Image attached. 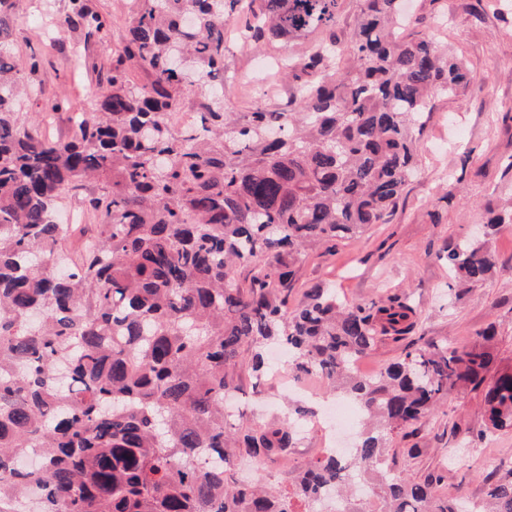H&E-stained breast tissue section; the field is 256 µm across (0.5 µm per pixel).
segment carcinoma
<instances>
[{"label":"carcinoma","mask_w":512,"mask_h":512,"mask_svg":"<svg viewBox=\"0 0 512 512\" xmlns=\"http://www.w3.org/2000/svg\"><path fill=\"white\" fill-rule=\"evenodd\" d=\"M343 2L135 0L108 88L70 138L51 140L19 122L15 0H0V512L29 491L37 512H298L329 492L349 497L358 478L381 512H463L440 495L444 474L396 475L390 443L418 433L448 390L484 384L491 336L466 346L420 336L363 376L356 362L417 325L408 299L353 306L311 288L288 307L310 252L395 213L432 99L482 89L432 40L400 37L403 0H361L343 65ZM77 20L110 35L83 0L59 24ZM229 21L245 45L313 37L290 66L288 108H214ZM196 83L209 92L190 96ZM90 180L97 232L67 261L57 205ZM501 224H512V201L487 228ZM445 262L468 284L497 264L469 240ZM269 343L288 350L294 379L316 378L363 412L351 454L316 457L291 493L239 481L237 462L287 460L315 412L299 405L287 423L224 411L247 362L262 393ZM484 401L492 428H512L511 367ZM30 448L39 463L22 468ZM487 482L479 512H512V462Z\"/></svg>","instance_id":"obj_1"}]
</instances>
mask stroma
I'll use <instances>...</instances> for the list:
<instances>
[{"instance_id":"35a3bbf8","label":"stroma","mask_w":512,"mask_h":512,"mask_svg":"<svg viewBox=\"0 0 512 512\" xmlns=\"http://www.w3.org/2000/svg\"><path fill=\"white\" fill-rule=\"evenodd\" d=\"M112 27L108 38L89 34L82 25L59 30L57 19L71 12V0H16V20L8 48L19 62L37 59L35 74L24 75L25 93L17 110L28 127L50 136L71 133L73 106L89 103L107 84L112 60L122 48L121 30L133 0H85ZM414 23L409 34L452 48L472 65L483 91L439 97L417 137L419 173L406 188L396 213L385 224L312 253L297 273L289 304L303 291L332 288L350 303L398 295L418 313L415 335L468 343L494 328L495 368L512 365V224L479 237L495 255L497 267L484 282L450 298L455 280L443 262L449 245L475 236L487 207L512 196V26H505L486 0H408ZM307 42L243 45L224 33V97L220 109L245 112L254 102L275 110L288 101L281 77L288 59L299 57ZM62 109L48 113L50 100ZM67 224L64 246L76 251L93 232L95 218L79 205L78 191L59 203ZM238 398L243 411L260 420L284 418L292 404L277 383H269L261 402L252 397L253 378L241 368ZM483 390L454 388L437 411L422 420L416 436L395 437L394 469L412 481L443 471L442 494L482 498L493 462L512 461V430L474 436L485 427ZM319 432L303 436L288 463L260 465L257 474L275 487L292 490L296 467L320 454Z\"/></svg>"}]
</instances>
